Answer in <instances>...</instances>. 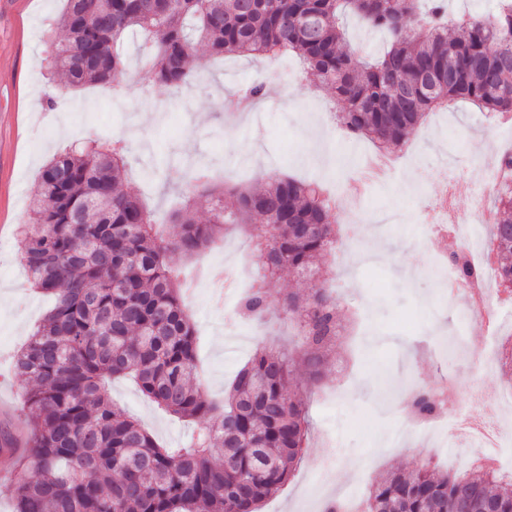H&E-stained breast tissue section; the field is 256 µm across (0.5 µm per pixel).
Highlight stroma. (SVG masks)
Returning a JSON list of instances; mask_svg holds the SVG:
<instances>
[{
	"label": "stroma",
	"instance_id": "1",
	"mask_svg": "<svg viewBox=\"0 0 512 512\" xmlns=\"http://www.w3.org/2000/svg\"><path fill=\"white\" fill-rule=\"evenodd\" d=\"M63 6V0H18L15 8L0 10V214L7 218L0 229V422L16 419L28 388L13 374L12 358L52 306L26 279L18 228L42 166L72 139L87 131L103 142L124 135L129 148L124 187L167 234L177 230L167 215L181 201L183 179L175 170L159 171L163 157L178 163L197 160L218 172L233 170L239 184L269 175L315 180L329 185L336 201L347 202L342 186L373 148L366 140L328 134L312 156H305V127L318 122L322 104L335 99L332 90L305 82L278 86L273 100L251 111L225 112V97L243 85L276 80L284 62L301 67L291 54L279 62L221 59L202 50L195 58L198 78L176 93L151 83L144 93L118 100L109 85L98 84L46 99L43 90L51 85L47 43L61 36L51 21ZM480 138L497 144L503 135L478 109L458 106L430 113L397 148L401 167L380 178L365 197L347 202V215L376 228L386 254L375 255L369 241L357 237L345 240L342 258L327 257L320 267L316 281L339 295L346 332L327 356L320 382H311L304 369L294 372L290 388L308 404V446L288 482L263 502L260 512H323L314 490L337 469L344 473V489L363 491L397 468L408 470L427 460L440 470L450 467L442 454L385 447L395 419L393 400L407 383L448 387L442 403L448 415L466 404L472 391L512 392L499 365L503 341L512 340V318L504 321L494 344L481 325L469 327L466 342L489 347L488 358L457 352L454 338L463 306L444 302L442 280L432 272L437 255L455 250L456 238L439 237L431 247L418 233L422 202L440 199L454 182L457 206L467 211L474 171L491 176L494 160L478 153ZM255 255L249 238L233 232L193 260L177 262L182 271L199 276L183 305L197 335L194 381L214 400L223 399L235 373L257 349L298 343L288 321L272 322L261 336L251 322L229 321L213 299L208 268L241 258L251 263ZM108 396L165 447H177L195 429L193 422L147 401L131 381L112 382Z\"/></svg>",
	"mask_w": 512,
	"mask_h": 512
}]
</instances>
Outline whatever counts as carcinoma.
Segmentation results:
<instances>
[{"instance_id":"obj_1","label":"carcinoma","mask_w":512,"mask_h":512,"mask_svg":"<svg viewBox=\"0 0 512 512\" xmlns=\"http://www.w3.org/2000/svg\"><path fill=\"white\" fill-rule=\"evenodd\" d=\"M346 13L387 33L378 58L366 61L348 43L338 24ZM57 28L64 37L50 67L62 88L108 83L124 96L131 33L146 34L147 80L176 89L193 77L201 45L221 57L291 52L306 61L310 85L335 89L341 129L379 151L405 143L429 113L455 101L512 115V4L491 17H456L447 0H65ZM125 152L121 140L110 148L89 140L53 155L22 225L28 279L54 306L13 359L32 383L20 409L26 435L9 485L13 512H259L302 459L306 403L288 385L297 365L321 377L342 333L338 300L322 284L306 298L283 296L276 312L297 321L301 349L260 351L217 404L190 381L196 333L173 263L231 226L249 230L264 276L240 310L264 323L267 274L287 268L313 280L314 261L342 245L331 206L316 182L268 176L221 188L190 171L188 205L174 217L181 232L163 238L124 190ZM226 191L236 197L230 210ZM198 197L210 202L207 224L195 222ZM495 206L498 279L512 284V191ZM450 259L463 284L480 280L466 255ZM127 375L158 408L195 421L196 434L178 448L156 442L108 397L109 384ZM440 408L426 389L408 399L418 420ZM488 501L512 512V478L427 462L374 480L364 512H482Z\"/></svg>"}]
</instances>
